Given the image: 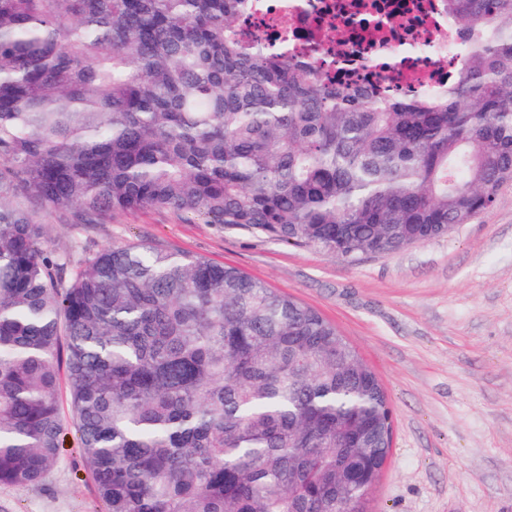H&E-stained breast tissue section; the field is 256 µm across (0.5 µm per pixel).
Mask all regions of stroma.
<instances>
[{"instance_id": "obj_1", "label": "stroma", "mask_w": 512, "mask_h": 512, "mask_svg": "<svg viewBox=\"0 0 512 512\" xmlns=\"http://www.w3.org/2000/svg\"><path fill=\"white\" fill-rule=\"evenodd\" d=\"M81 238L93 252L146 241L237 268L336 324L393 412L367 512H512V183L450 234L353 263L154 209L116 213ZM0 512L106 507L69 434L40 485H0Z\"/></svg>"}]
</instances>
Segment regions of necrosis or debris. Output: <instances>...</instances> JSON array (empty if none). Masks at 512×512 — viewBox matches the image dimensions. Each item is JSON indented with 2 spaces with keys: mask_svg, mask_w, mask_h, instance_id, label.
<instances>
[{
  "mask_svg": "<svg viewBox=\"0 0 512 512\" xmlns=\"http://www.w3.org/2000/svg\"><path fill=\"white\" fill-rule=\"evenodd\" d=\"M261 42L287 40L307 65L323 56L324 37L341 32V61L333 80L359 81L369 90L391 89L384 61L417 58L418 76L398 87L408 95L448 89L449 45L460 38L461 21L443 0H257Z\"/></svg>",
  "mask_w": 512,
  "mask_h": 512,
  "instance_id": "1",
  "label": "necrosis or debris"
}]
</instances>
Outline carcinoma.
Wrapping results in <instances>:
<instances>
[{"instance_id":"1","label":"carcinoma","mask_w":512,"mask_h":512,"mask_svg":"<svg viewBox=\"0 0 512 512\" xmlns=\"http://www.w3.org/2000/svg\"><path fill=\"white\" fill-rule=\"evenodd\" d=\"M448 91L376 96L271 54L250 0H0V485L71 427L107 512H364L392 410L317 310L85 227L172 210L354 262L444 236L512 182V0H446Z\"/></svg>"}]
</instances>
